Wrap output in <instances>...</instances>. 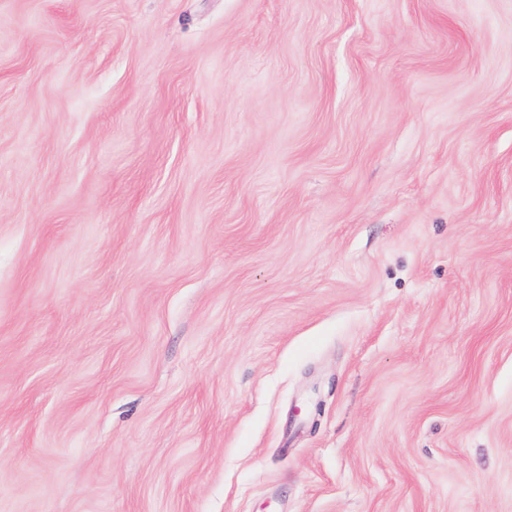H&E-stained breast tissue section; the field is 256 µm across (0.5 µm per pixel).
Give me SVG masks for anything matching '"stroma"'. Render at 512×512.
Segmentation results:
<instances>
[{
	"label": "stroma",
	"mask_w": 512,
	"mask_h": 512,
	"mask_svg": "<svg viewBox=\"0 0 512 512\" xmlns=\"http://www.w3.org/2000/svg\"><path fill=\"white\" fill-rule=\"evenodd\" d=\"M0 512H512V0H0Z\"/></svg>",
	"instance_id": "obj_1"
}]
</instances>
